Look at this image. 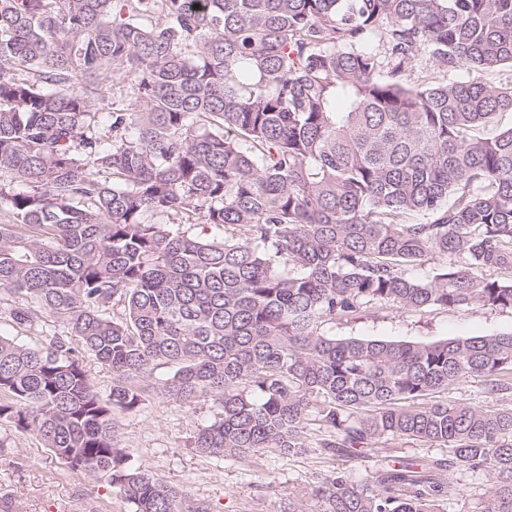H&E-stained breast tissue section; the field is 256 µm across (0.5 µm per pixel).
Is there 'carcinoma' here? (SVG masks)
Listing matches in <instances>:
<instances>
[{
  "label": "carcinoma",
  "instance_id": "obj_1",
  "mask_svg": "<svg viewBox=\"0 0 512 512\" xmlns=\"http://www.w3.org/2000/svg\"><path fill=\"white\" fill-rule=\"evenodd\" d=\"M461 67L477 76L432 73ZM506 67L512 0H0V302L16 325L64 317L81 345L0 336V423L134 512H207L117 448L114 410L169 365L160 393L219 408L191 436L203 455L289 454L313 431L348 453L448 449L374 488L338 472L312 490L320 512H447L443 467L489 475L481 512H512V406H494L512 332L319 331L371 303L512 310V279L475 276L512 271V126L474 135L512 112V83L478 77ZM116 77L130 102L108 136ZM467 376L493 405L435 399ZM81 363L95 388L104 395L108 394L112 387V371L88 353L82 352Z\"/></svg>",
  "mask_w": 512,
  "mask_h": 512
}]
</instances>
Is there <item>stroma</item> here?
Returning <instances> with one entry per match:
<instances>
[{
	"instance_id": "obj_1",
	"label": "stroma",
	"mask_w": 512,
	"mask_h": 512,
	"mask_svg": "<svg viewBox=\"0 0 512 512\" xmlns=\"http://www.w3.org/2000/svg\"><path fill=\"white\" fill-rule=\"evenodd\" d=\"M322 333L336 337H362L431 343L455 336L512 331V310L480 304L465 310L433 307L408 311L376 303L356 315L325 320ZM66 337L77 346L67 326L52 314H43L30 327L0 319V335L35 346L46 334ZM218 411L208 397L184 404L161 394H149L134 411H115L120 448L131 467L148 472L183 489L190 502L210 512H292L304 502L307 512H319L310 492L325 478L342 472L355 485L367 484L385 455L409 458L447 457L444 448L413 440L384 441L364 456H336L309 437L307 448L284 454L262 448L247 456H205L187 448L198 427L211 422ZM445 479L456 489L448 512H479L487 476L451 470ZM0 512H133L108 478L87 477L58 461L36 434L0 423Z\"/></svg>"
}]
</instances>
